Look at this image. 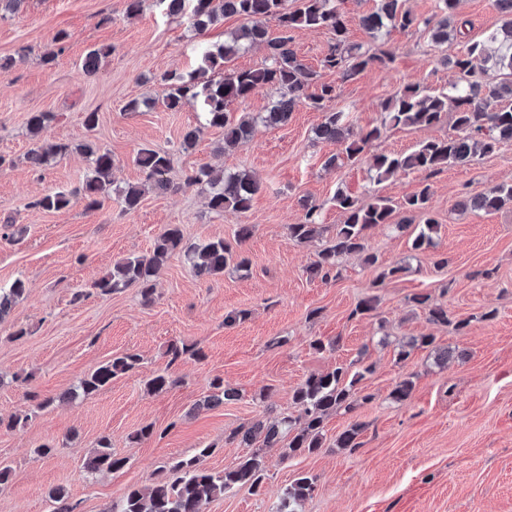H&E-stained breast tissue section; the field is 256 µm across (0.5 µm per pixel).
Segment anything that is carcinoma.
Here are the masks:
<instances>
[{"instance_id": "cac0c4a2", "label": "carcinoma", "mask_w": 512, "mask_h": 512, "mask_svg": "<svg viewBox=\"0 0 512 512\" xmlns=\"http://www.w3.org/2000/svg\"><path fill=\"white\" fill-rule=\"evenodd\" d=\"M406 2L377 0L376 9L360 18L361 28L374 38L384 30H406L421 22L437 46L447 43L457 32L453 19L460 0H437L438 13L422 21L406 7ZM156 3L169 15L185 16L199 34L226 17L237 16L243 20L228 34L224 43L200 47L199 66L193 72L187 75L174 73L165 78L168 92L164 104L167 109L176 111L184 102L193 100L200 102L206 116V124L185 132L183 146L186 149L195 145L207 125L224 129V145L230 147L249 139L259 122L268 126L286 123L295 107L304 103L325 113L324 121L316 129L317 137L344 144L342 154L332 155L325 161V165L334 167L344 159H357L370 142L382 136L383 130L399 126L432 127L447 116L448 107H453L455 135L444 140L423 141L408 153L373 155L370 171L378 183L401 171L423 175L421 188L403 203L397 204L383 196L360 203L342 191L336 192L333 201L344 221L336 225L335 236L317 252L316 259L308 266V273L314 278L327 280L336 275V261L344 255H359L365 264L376 265L378 257L368 247L369 231L378 225L391 223L393 214L400 209L409 216L398 225L399 229L410 228L415 216L420 221L411 249L420 252L434 246L433 234L438 232L439 224L430 213L432 191L429 177L448 166L466 165L474 157L491 154L501 143L512 141V102L496 109L489 108L492 99H512V0H497L502 23L485 38L470 39L467 32H457L467 38V44L464 52L446 58L448 67L461 75V82L453 85L451 91L437 93L419 84H409L384 103L382 125L361 133L353 140L349 139L350 128L344 123L343 113L328 111V103L336 98V85L323 82L316 92L309 91V88L318 81L322 70L334 73L346 82L373 65L388 66L393 61V53L382 50L370 54L350 41L342 11L343 0H156ZM270 20L275 21L279 28L276 35L268 30L267 22ZM303 28L326 29L334 36L318 71L303 63L292 48V33ZM253 46L265 51L263 66L225 71L226 63ZM111 51L112 47L104 45L89 50L83 61L84 71L89 75L95 74L101 59ZM489 71L501 76L499 84L490 86L484 81ZM263 88L276 94L265 115L254 117L242 113L236 116L230 112L231 104L243 103ZM68 149L69 146L63 143H43L30 150L28 162L32 167L40 168ZM84 151L92 164L91 176L82 186L86 209L101 208L114 192L124 210L137 209L145 190L139 185L112 188V153L90 145L84 146ZM134 163L145 174L152 189H171L167 174L172 161L168 153L144 147L137 151ZM196 184L208 187V207L216 213L226 209L239 213L249 211L254 196L260 190V183L249 171L225 174L207 165L187 177L185 185ZM510 201L512 184H499L485 193L464 199L458 206L492 212ZM69 204L68 194L54 192L32 200L28 206L42 211H60ZM288 232L298 243L315 241L321 235L320 207L305 204L302 220L288 225ZM251 233L252 225L241 224L230 240L216 238L189 243L184 240L178 226L170 225L157 235L149 254L130 256L116 262L112 270L94 281L93 289L99 295H110L134 286L141 298L149 302L156 292L158 270L177 251L183 253L199 276L222 274L230 265L246 270L250 259L245 256L242 245ZM25 291L26 284L21 279L15 280L6 290L0 289V320ZM410 302L425 310L429 321L448 322V311L435 303L430 294L415 293ZM433 343L432 336L414 337L400 345L397 359L404 361L414 349L429 347ZM168 355L172 363L186 357L203 358L201 351L177 341L170 343ZM140 361V355L136 353L117 355L86 374L65 396L73 398L79 394H96L112 385L114 379L136 369ZM370 372V366L351 373L348 367L339 364L330 371L308 375L292 394L297 415L282 416L269 425L259 421L242 433L235 431L228 435L227 440L251 449L235 467L218 473L201 468V458L209 453V449L203 448L191 457L170 464L168 475L157 479L151 486L130 488L120 508L113 512H201L204 503L237 487L247 486L253 492H259L266 473L263 449L280 444L288 435V451L283 453V457L318 452L323 447L325 418L340 409H354L353 388ZM211 388L203 400L207 407L241 399L238 389L226 387L218 379L214 380ZM363 429L362 423L352 424L336 437V447H359L358 438ZM259 434L263 439L257 447L255 440ZM127 464L128 459L114 453L110 440L103 437L85 456L83 468L94 475L117 472ZM314 489V477L298 475L275 512H295L293 505L310 497ZM47 497L52 504L51 512H74L65 488L54 487L48 491Z\"/></svg>"}]
</instances>
